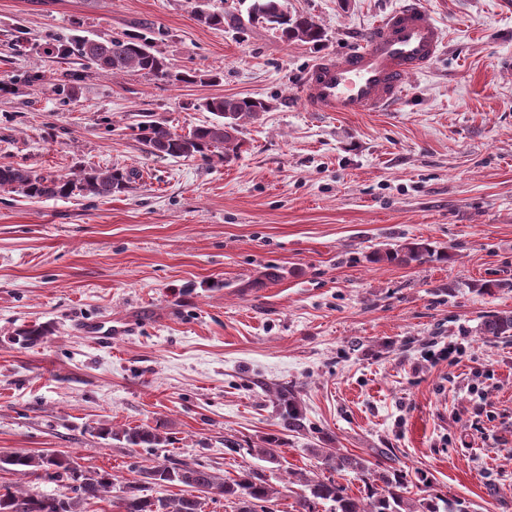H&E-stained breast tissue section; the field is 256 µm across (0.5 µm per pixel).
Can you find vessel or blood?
<instances>
[{
  "instance_id": "vessel-or-blood-1",
  "label": "vessel or blood",
  "mask_w": 512,
  "mask_h": 512,
  "mask_svg": "<svg viewBox=\"0 0 512 512\" xmlns=\"http://www.w3.org/2000/svg\"><path fill=\"white\" fill-rule=\"evenodd\" d=\"M444 43L425 9L408 4L371 28L365 44L345 56H321L304 78L314 112H377L402 94L406 79L425 71Z\"/></svg>"
}]
</instances>
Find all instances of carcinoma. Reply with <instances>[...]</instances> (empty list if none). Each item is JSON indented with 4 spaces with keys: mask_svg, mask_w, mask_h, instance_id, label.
Returning <instances> with one entry per match:
<instances>
[{
    "mask_svg": "<svg viewBox=\"0 0 512 512\" xmlns=\"http://www.w3.org/2000/svg\"><path fill=\"white\" fill-rule=\"evenodd\" d=\"M198 22L209 27H224V13L198 7ZM248 23H265L280 31L287 41L319 43L322 28L310 17L288 12L286 0H253L247 11ZM61 56L77 55L86 60L100 75L117 78L128 74H141L171 84L187 83L193 76L175 72L166 58L160 55L152 41L140 34L124 33L99 39L75 35L55 44ZM196 109L210 112L216 119L196 125L185 134H178L162 120H149L138 126L140 140L150 152L175 158L198 159L209 163L214 159L227 162L238 154L243 141L240 134L246 124L257 120L268 111L267 103L258 98H206ZM134 173L119 168L89 167L75 177L57 175L41 169L12 162H0V190L18 192L31 200L68 198L79 192L95 197H110L129 187ZM427 246L405 242L393 249L378 251L374 261L398 262L409 265L423 260ZM489 339L512 337V311H501L488 316L480 328ZM50 333L49 326L33 324L16 331V341L35 345ZM275 400L284 408L283 428L292 433L305 429L303 416L297 409L294 390L287 385L275 389ZM130 445H159L165 438L158 428L138 427L123 433ZM311 452L321 460L323 469L337 474L353 472L363 482L364 496L355 499L345 494V488L331 477H302L305 492L296 499L295 512H316V505L333 502L331 512H415L409 499L406 475L388 469L377 470L367 461L333 448H313ZM0 469L23 475L37 471H53L56 481L68 482L69 493L61 495L17 496L12 492L0 493V512H83V507L109 492L112 475L86 473L70 459L59 456H32L13 454L0 458ZM143 478L156 484H181L198 491L173 498H149L139 495L140 486L128 485L120 512H203L204 501L223 498L233 504V512H273L268 507L275 489L265 475L255 470L242 473L240 479L228 482L217 478L203 465L180 462L173 466L159 463L142 472Z\"/></svg>",
    "mask_w": 512,
    "mask_h": 512,
    "instance_id": "1",
    "label": "carcinoma"
}]
</instances>
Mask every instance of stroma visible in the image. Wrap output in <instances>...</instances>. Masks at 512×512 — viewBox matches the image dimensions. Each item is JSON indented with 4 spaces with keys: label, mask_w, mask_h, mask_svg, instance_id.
I'll use <instances>...</instances> for the list:
<instances>
[{
    "label": "stroma",
    "mask_w": 512,
    "mask_h": 512,
    "mask_svg": "<svg viewBox=\"0 0 512 512\" xmlns=\"http://www.w3.org/2000/svg\"><path fill=\"white\" fill-rule=\"evenodd\" d=\"M408 2L288 0L321 26L314 46L261 23L201 25L196 0H0V162L137 174L104 198L0 191V456L111 473L86 512H118L164 460L226 480L262 471L276 512H293L288 477L322 474L317 448L403 472L416 504L512 512V341L480 333L512 311V0H419L446 43L389 111L310 112L301 96L317 58ZM20 30L34 49L13 50ZM127 32L194 82L113 80L42 49ZM215 96L270 105L237 158H160L139 140L148 115L180 134L211 121L195 105ZM413 240L436 256L371 259ZM484 280L507 286L478 293ZM107 319L124 329L111 346L78 329ZM35 322L52 335L16 343ZM280 384L301 432L282 426ZM146 425L167 444L119 440ZM273 437L276 460L255 456ZM277 404L284 408L283 428L288 432L298 433L305 429L303 416L297 409V400L294 390L288 385H279L275 391Z\"/></svg>",
    "instance_id": "stroma-1"
}]
</instances>
